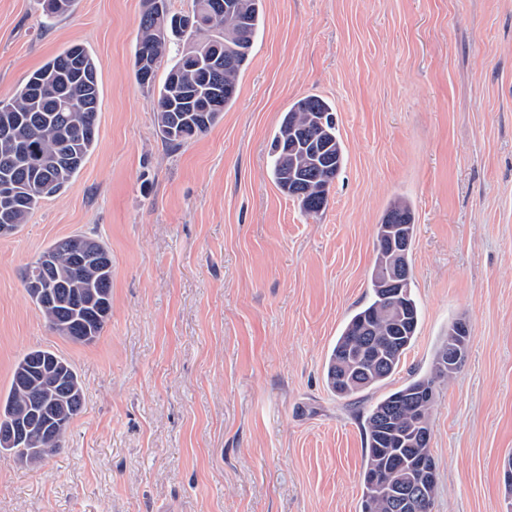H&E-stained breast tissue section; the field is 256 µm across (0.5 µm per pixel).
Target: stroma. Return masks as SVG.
I'll return each instance as SVG.
<instances>
[{"mask_svg":"<svg viewBox=\"0 0 512 512\" xmlns=\"http://www.w3.org/2000/svg\"><path fill=\"white\" fill-rule=\"evenodd\" d=\"M144 0H0V99L65 47L98 67L99 135L71 183L0 239V394L22 354L66 357L82 414L41 465L0 455V512H360L367 407L432 371L433 512H512V0H264L235 103L166 145L135 80ZM307 94L338 114L345 166L324 213L283 194L269 147ZM409 202L416 339L350 399L325 365L370 297L376 226ZM112 256V315L76 344L21 283L54 240Z\"/></svg>","mask_w":512,"mask_h":512,"instance_id":"obj_1","label":"stroma"}]
</instances>
